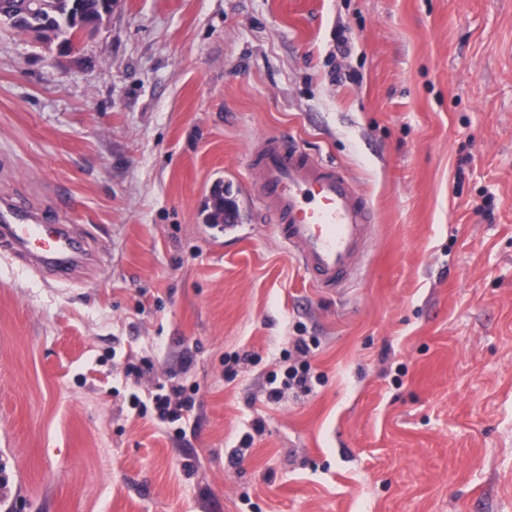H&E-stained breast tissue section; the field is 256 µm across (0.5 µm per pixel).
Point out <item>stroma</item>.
Returning a JSON list of instances; mask_svg holds the SVG:
<instances>
[{"label":"stroma","mask_w":512,"mask_h":512,"mask_svg":"<svg viewBox=\"0 0 512 512\" xmlns=\"http://www.w3.org/2000/svg\"><path fill=\"white\" fill-rule=\"evenodd\" d=\"M279 133L372 202L342 294L245 199ZM0 196L96 253L0 264V512H512V0H115L67 58L2 32ZM297 336L321 381L268 401ZM133 353L196 386L186 423L130 410Z\"/></svg>","instance_id":"35a3bbf8"}]
</instances>
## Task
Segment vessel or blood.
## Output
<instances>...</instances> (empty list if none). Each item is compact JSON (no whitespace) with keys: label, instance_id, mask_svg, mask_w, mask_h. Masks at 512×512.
<instances>
[{"label":"vessel or blood","instance_id":"obj_1","mask_svg":"<svg viewBox=\"0 0 512 512\" xmlns=\"http://www.w3.org/2000/svg\"><path fill=\"white\" fill-rule=\"evenodd\" d=\"M259 175L254 202L271 218L277 238L311 284L332 294L351 275L371 229L368 197L340 168L312 158L287 135H267L250 149ZM0 254L25 267L74 281L90 255L71 226L47 223L42 211L0 199Z\"/></svg>","mask_w":512,"mask_h":512}]
</instances>
